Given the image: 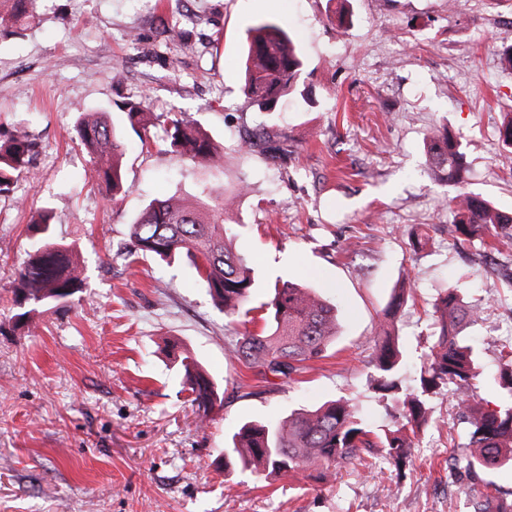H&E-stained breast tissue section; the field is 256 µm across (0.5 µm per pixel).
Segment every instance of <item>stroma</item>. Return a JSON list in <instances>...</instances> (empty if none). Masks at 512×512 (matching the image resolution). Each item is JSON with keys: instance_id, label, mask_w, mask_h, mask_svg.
Segmentation results:
<instances>
[{"instance_id": "obj_1", "label": "stroma", "mask_w": 512, "mask_h": 512, "mask_svg": "<svg viewBox=\"0 0 512 512\" xmlns=\"http://www.w3.org/2000/svg\"><path fill=\"white\" fill-rule=\"evenodd\" d=\"M37 21L0 38V133L40 144L36 184L0 196V512H471L449 469L467 425L454 396L432 395L430 421L397 478L376 458L322 480L256 478L222 457L249 420L283 419L346 397L370 428L399 425L374 386L375 336L395 288L412 294L394 323L412 385L426 361L432 304L459 284L482 314L461 334L485 380L512 346V248H459L449 198L466 190L512 211V152L498 129L512 113V0H36ZM261 19L296 36L295 90L265 114L243 92L244 36ZM181 29L182 41L167 31ZM137 42H129V29ZM148 97L152 125L132 129L124 103ZM102 109L121 133L126 191L106 202L89 183L74 127ZM185 112L224 146L216 170L164 144ZM287 161L241 150L259 124ZM448 126L467 180L428 173L429 136ZM245 182L225 221L266 286L296 279L338 307L326 357L290 377L255 378L230 353L237 338L191 260L129 262V226L148 204ZM45 205L57 237L78 249L82 290L18 322L15 270L28 247L29 207ZM427 245L413 251V232ZM191 356L223 397L208 424L184 389Z\"/></svg>"}]
</instances>
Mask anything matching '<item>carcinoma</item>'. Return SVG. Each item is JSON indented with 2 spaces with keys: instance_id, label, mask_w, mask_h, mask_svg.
Wrapping results in <instances>:
<instances>
[{
  "instance_id": "cac0c4a2",
  "label": "carcinoma",
  "mask_w": 512,
  "mask_h": 512,
  "mask_svg": "<svg viewBox=\"0 0 512 512\" xmlns=\"http://www.w3.org/2000/svg\"><path fill=\"white\" fill-rule=\"evenodd\" d=\"M35 0H0V37L34 21ZM302 56L291 34L282 25L264 21L245 33V95L265 112L275 111L300 76ZM148 107L143 101L130 104L127 116L133 126L144 125ZM171 151L192 163L221 165L224 152L206 132L184 113L169 119ZM76 137L86 150L96 185L112 202L123 188V144L119 133L103 112L81 118ZM262 141L272 152L283 148L259 128L243 140L241 148ZM36 143L24 130L0 139V196L9 194L19 177L35 176L31 158ZM431 172L448 173V181H465L467 169L461 144L447 132L430 137ZM245 186L209 196L189 199L171 196L152 201L129 227L132 256L168 261L180 254L192 258L216 306L231 323L262 322L258 331L245 330L231 349L265 378L287 377L306 368V363L325 357L337 335L336 306L311 289L291 281L274 284L270 299L250 306L258 288L254 269L236 251L227 234L224 215L233 210ZM455 214L454 228L465 241L490 234L512 239V215L496 209L482 196L462 192L449 202ZM30 228L34 244L15 270L19 305L29 309L16 315L30 319L31 312L48 305L67 302L83 283V272L71 245L54 237L52 212L43 207L32 212ZM401 299L395 298L385 310L376 342L375 388L402 404V423L383 432L369 428L356 407L345 398L330 400L312 411L297 412L276 422L254 420L244 423L224 449V467L237 463L265 476L294 477L322 473L330 467L365 456L383 455L400 472H412L410 449L421 427L429 421L431 395L452 384L462 412L467 416V443L448 456V466L463 465L471 481L458 487L468 498L473 512H512V503L490 491L486 476L512 469V349L502 354L503 363L491 380L501 400L499 409L484 411L471 401L480 372L472 346L459 338L463 323L479 320L481 309L465 305L458 288L450 286L433 304L431 343L427 362L415 379L410 393L403 390V354L389 328ZM185 386L206 423L220 396L216 384L198 365L187 366Z\"/></svg>"
}]
</instances>
